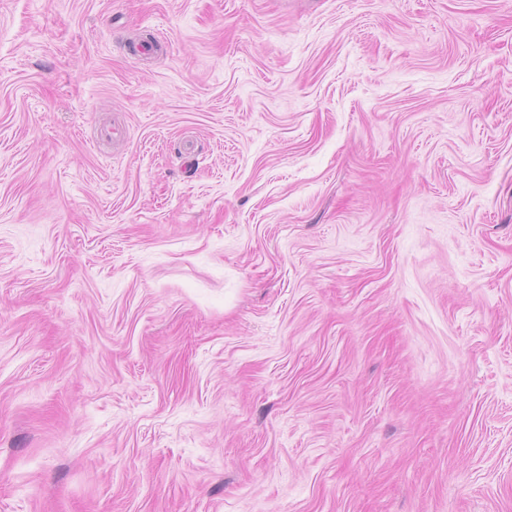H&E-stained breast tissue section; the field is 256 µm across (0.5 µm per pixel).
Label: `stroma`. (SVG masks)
<instances>
[{
	"instance_id": "35a3bbf8",
	"label": "stroma",
	"mask_w": 512,
	"mask_h": 512,
	"mask_svg": "<svg viewBox=\"0 0 512 512\" xmlns=\"http://www.w3.org/2000/svg\"><path fill=\"white\" fill-rule=\"evenodd\" d=\"M0 512H512V0H0Z\"/></svg>"
}]
</instances>
